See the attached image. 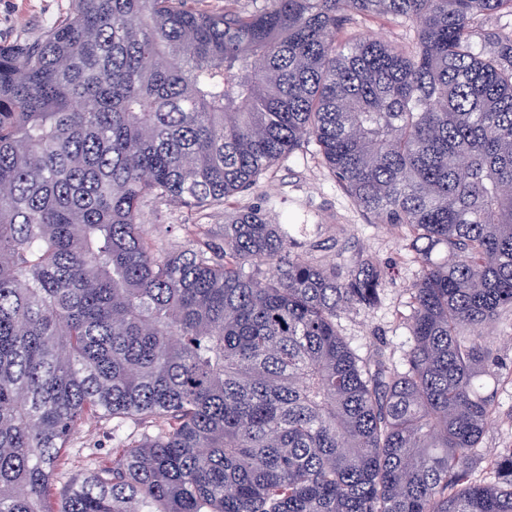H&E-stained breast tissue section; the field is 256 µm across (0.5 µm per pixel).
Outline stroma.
Masks as SVG:
<instances>
[{"instance_id":"stroma-1","label":"stroma","mask_w":512,"mask_h":512,"mask_svg":"<svg viewBox=\"0 0 512 512\" xmlns=\"http://www.w3.org/2000/svg\"><path fill=\"white\" fill-rule=\"evenodd\" d=\"M69 9L70 0H0V43L38 39ZM238 202L261 204L272 219L283 224L320 225L325 241L331 240L337 225H345L343 254L330 249L323 252V259L348 263L363 254L385 267L387 278L377 307L341 313V333L358 354L381 347L394 361L402 360L408 337L399 320L410 312L407 289L419 267L405 242L352 204L317 155L314 144H303L277 162L255 192L239 197ZM142 222L159 248L171 250L189 246L187 225L203 223L214 233H221L224 213L213 210L201 216L177 204H150L143 209ZM488 336L503 374L497 393L498 409L483 440L484 448L492 452L512 448V312L494 324ZM113 446L111 420L86 419L69 443L62 472L52 482L53 493H61L72 477L93 464L110 459Z\"/></svg>"}]
</instances>
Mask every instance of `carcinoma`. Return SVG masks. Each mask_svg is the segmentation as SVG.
I'll return each mask as SVG.
<instances>
[{"instance_id": "carcinoma-1", "label": "carcinoma", "mask_w": 512, "mask_h": 512, "mask_svg": "<svg viewBox=\"0 0 512 512\" xmlns=\"http://www.w3.org/2000/svg\"><path fill=\"white\" fill-rule=\"evenodd\" d=\"M0 44V512H512L488 455L512 310V0H71ZM414 42L344 34L356 18ZM312 140L409 242L401 365L336 322L385 270L234 207ZM224 210L157 249L150 203ZM446 255L432 259L433 248ZM112 461L49 490L85 417ZM359 24L363 32L368 31L394 42L406 41L413 36V31L409 26L395 25L382 18H368L361 20Z\"/></svg>"}]
</instances>
